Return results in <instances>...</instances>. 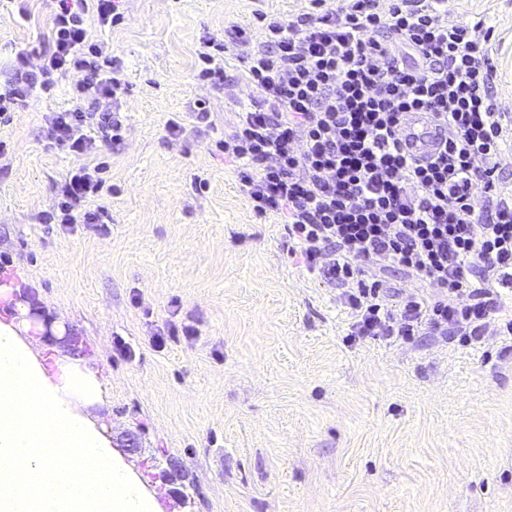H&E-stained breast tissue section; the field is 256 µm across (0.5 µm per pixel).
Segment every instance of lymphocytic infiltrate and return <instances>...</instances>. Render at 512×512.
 Segmentation results:
<instances>
[{
  "mask_svg": "<svg viewBox=\"0 0 512 512\" xmlns=\"http://www.w3.org/2000/svg\"><path fill=\"white\" fill-rule=\"evenodd\" d=\"M39 65L18 51L0 89V120L59 75L82 80L68 109L52 113L47 136L81 157L61 182L45 224L101 223L88 204L102 195L96 142L121 141L115 104L122 70L90 41L87 14L100 26L123 20L120 0H56ZM443 0H310L285 19L261 13L206 40L194 77L227 85L231 48L249 46L243 79L251 94L217 148L237 165L255 213L285 218L288 254L315 279L340 289L358 339L410 342L451 336L480 342L489 321L512 337V182L500 167L512 145V118L494 95L492 27L440 16ZM111 100L104 111L92 104ZM429 112L448 136L416 160L396 137L408 112ZM418 283L390 304L383 272Z\"/></svg>",
  "mask_w": 512,
  "mask_h": 512,
  "instance_id": "lymphocytic-infiltrate-1",
  "label": "lymphocytic infiltrate"
}]
</instances>
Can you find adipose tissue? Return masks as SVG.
Segmentation results:
<instances>
[{
	"instance_id": "ef3b65f1",
	"label": "adipose tissue",
	"mask_w": 512,
	"mask_h": 512,
	"mask_svg": "<svg viewBox=\"0 0 512 512\" xmlns=\"http://www.w3.org/2000/svg\"><path fill=\"white\" fill-rule=\"evenodd\" d=\"M101 395L91 370L0 320V512H159L84 410Z\"/></svg>"
}]
</instances>
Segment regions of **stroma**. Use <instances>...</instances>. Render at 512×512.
Returning <instances> with one entry per match:
<instances>
[{
    "label": "stroma",
    "mask_w": 512,
    "mask_h": 512,
    "mask_svg": "<svg viewBox=\"0 0 512 512\" xmlns=\"http://www.w3.org/2000/svg\"><path fill=\"white\" fill-rule=\"evenodd\" d=\"M54 0H0V65L40 49ZM308 0H125L93 40L121 62L124 139L99 146L112 193L104 224H39L77 158L45 135L77 73L0 123V281L14 282L72 345L56 354L103 383L87 413L126 461L166 473L163 512H512V352L482 342L350 340L338 290L287 253L277 215L257 216L212 143L237 100L199 83L203 38ZM451 21L494 29L495 95L512 109V0H444ZM204 101L210 126L170 134ZM173 329L157 347L159 327ZM191 334H184V327ZM193 497L191 508L180 493Z\"/></svg>",
    "instance_id": "obj_1"
}]
</instances>
